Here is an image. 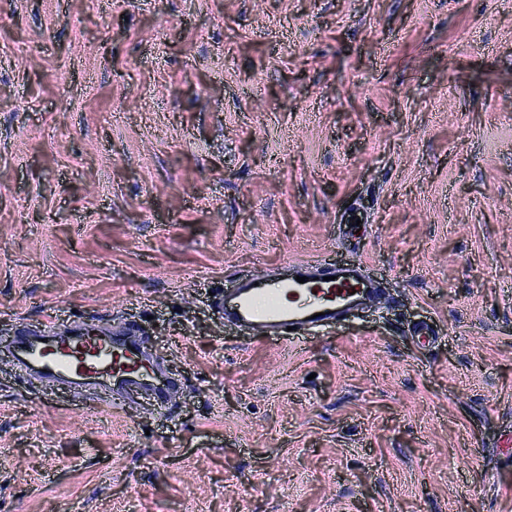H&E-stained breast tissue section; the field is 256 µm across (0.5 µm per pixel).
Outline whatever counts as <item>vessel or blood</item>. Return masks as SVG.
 Returning a JSON list of instances; mask_svg holds the SVG:
<instances>
[{
  "label": "vessel or blood",
  "mask_w": 512,
  "mask_h": 512,
  "mask_svg": "<svg viewBox=\"0 0 512 512\" xmlns=\"http://www.w3.org/2000/svg\"><path fill=\"white\" fill-rule=\"evenodd\" d=\"M379 296L362 262L328 258L289 262L287 274L278 278L248 277L230 293L219 295L216 304L225 320L271 338L290 327L333 324ZM8 350L18 368L39 379L107 387L117 406L137 395L166 410L182 388L180 380L156 361L134 322L112 334L79 326L62 329L52 323L36 333L23 327Z\"/></svg>",
  "instance_id": "1"
}]
</instances>
